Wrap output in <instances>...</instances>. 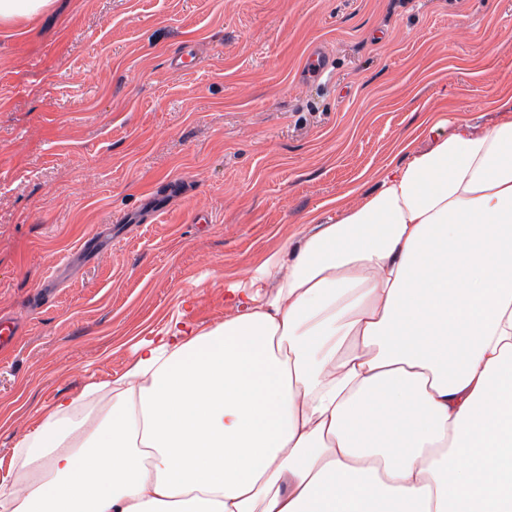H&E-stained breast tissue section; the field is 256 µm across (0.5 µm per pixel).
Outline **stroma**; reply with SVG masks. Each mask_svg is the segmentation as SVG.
Here are the masks:
<instances>
[{
	"instance_id": "stroma-1",
	"label": "stroma",
	"mask_w": 512,
	"mask_h": 512,
	"mask_svg": "<svg viewBox=\"0 0 512 512\" xmlns=\"http://www.w3.org/2000/svg\"><path fill=\"white\" fill-rule=\"evenodd\" d=\"M510 110L512 0H54L0 24V478L178 311L235 316L230 284L426 148V117Z\"/></svg>"
}]
</instances>
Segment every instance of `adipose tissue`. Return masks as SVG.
<instances>
[{"label":"adipose tissue","mask_w":512,"mask_h":512,"mask_svg":"<svg viewBox=\"0 0 512 512\" xmlns=\"http://www.w3.org/2000/svg\"><path fill=\"white\" fill-rule=\"evenodd\" d=\"M421 133L236 316L59 401L0 512H512V113Z\"/></svg>","instance_id":"obj_1"}]
</instances>
